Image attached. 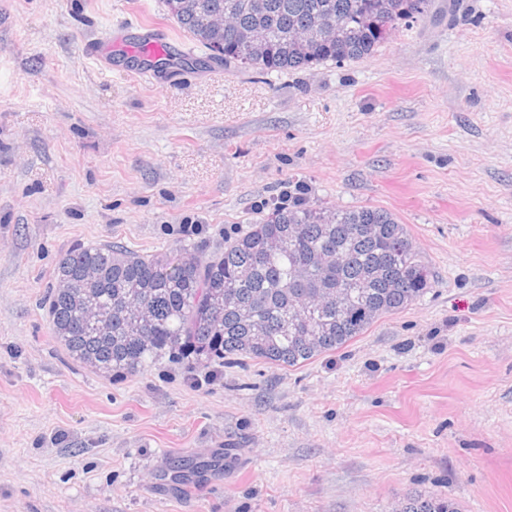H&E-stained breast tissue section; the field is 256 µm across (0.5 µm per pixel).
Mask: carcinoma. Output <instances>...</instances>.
Segmentation results:
<instances>
[{"instance_id":"1","label":"carcinoma","mask_w":512,"mask_h":512,"mask_svg":"<svg viewBox=\"0 0 512 512\" xmlns=\"http://www.w3.org/2000/svg\"><path fill=\"white\" fill-rule=\"evenodd\" d=\"M168 14L227 71L288 73L371 56L378 22L409 23L428 0H164ZM131 62L184 61L166 48ZM246 231L205 255L192 244L141 254L80 245L58 263L53 337L73 361L120 380L190 352L199 364L262 359L294 367L336 351L431 285L407 226L384 209L278 197ZM395 512H458L409 495Z\"/></svg>"}]
</instances>
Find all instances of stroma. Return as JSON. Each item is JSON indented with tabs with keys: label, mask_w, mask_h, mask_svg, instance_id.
Listing matches in <instances>:
<instances>
[{
	"label": "stroma",
	"mask_w": 512,
	"mask_h": 512,
	"mask_svg": "<svg viewBox=\"0 0 512 512\" xmlns=\"http://www.w3.org/2000/svg\"><path fill=\"white\" fill-rule=\"evenodd\" d=\"M143 26L205 55L163 0H0V512H512V0L288 74L86 52ZM299 183L393 213L431 288L294 367L112 381L52 336L74 245L209 251ZM160 47H161V51L159 53L152 55L150 57L147 56V58L140 57L137 55H131L129 57V58H131L130 62H132L133 64H136L138 66H141L144 69H150V70H153L156 72H163L162 69L156 68V66H158V65H160V66L164 65V66H168L169 68H172V69H178L185 63L180 57H175L174 55L169 53L168 50L165 47H163L162 45ZM148 57H149V59H148ZM144 60H147L150 63H147ZM455 503L445 499L409 495L400 503L395 512H458Z\"/></svg>",
	"instance_id": "obj_1"
}]
</instances>
